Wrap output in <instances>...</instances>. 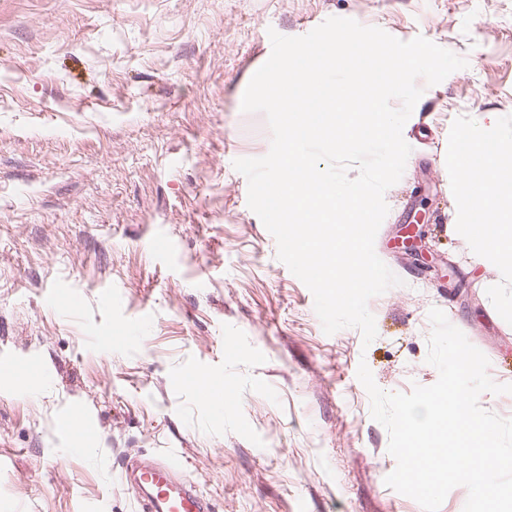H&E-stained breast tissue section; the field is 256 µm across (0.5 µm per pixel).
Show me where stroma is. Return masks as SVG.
<instances>
[{"label": "stroma", "mask_w": 512, "mask_h": 512, "mask_svg": "<svg viewBox=\"0 0 512 512\" xmlns=\"http://www.w3.org/2000/svg\"><path fill=\"white\" fill-rule=\"evenodd\" d=\"M333 16L468 61L404 125L374 243L402 283L369 300L367 345L324 333L233 166L270 150L241 110L270 31ZM488 112L512 162V0H0V512H138L127 462L173 452L212 512H422L384 482L357 368L434 384L436 307L512 383V277L456 230L457 152ZM421 204L423 258L394 241Z\"/></svg>", "instance_id": "1"}]
</instances>
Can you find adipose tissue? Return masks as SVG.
<instances>
[{"label": "adipose tissue", "mask_w": 512, "mask_h": 512, "mask_svg": "<svg viewBox=\"0 0 512 512\" xmlns=\"http://www.w3.org/2000/svg\"><path fill=\"white\" fill-rule=\"evenodd\" d=\"M505 140L491 118L464 136L466 149L457 155V191L464 201V220L457 229L463 232L475 224L486 225L477 243L512 273V165L502 157Z\"/></svg>", "instance_id": "1"}]
</instances>
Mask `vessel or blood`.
<instances>
[{"instance_id": "obj_1", "label": "vessel or blood", "mask_w": 512, "mask_h": 512, "mask_svg": "<svg viewBox=\"0 0 512 512\" xmlns=\"http://www.w3.org/2000/svg\"><path fill=\"white\" fill-rule=\"evenodd\" d=\"M124 479L139 491L141 512H209L195 484L179 476L175 459L132 461Z\"/></svg>"}]
</instances>
